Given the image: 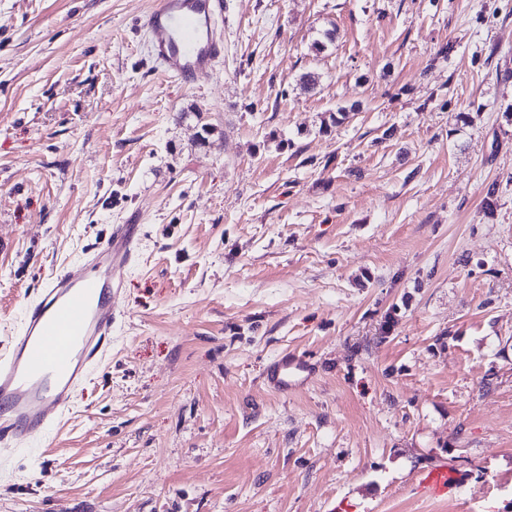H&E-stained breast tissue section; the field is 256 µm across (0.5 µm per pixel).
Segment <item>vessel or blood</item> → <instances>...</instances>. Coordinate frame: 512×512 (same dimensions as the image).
<instances>
[{
	"mask_svg": "<svg viewBox=\"0 0 512 512\" xmlns=\"http://www.w3.org/2000/svg\"><path fill=\"white\" fill-rule=\"evenodd\" d=\"M224 0H154L144 19L157 32L153 55L174 77L192 80L212 70L224 53ZM141 227L113 225L79 265L55 273L24 310L23 328L0 355V445L29 443L61 424L81 383L97 367L121 314L122 272L134 260ZM309 366L283 355L267 382L298 387ZM447 466L420 475L418 492L447 495Z\"/></svg>",
	"mask_w": 512,
	"mask_h": 512,
	"instance_id": "obj_1",
	"label": "vessel or blood"
}]
</instances>
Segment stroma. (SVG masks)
I'll use <instances>...</instances> for the list:
<instances>
[{"mask_svg": "<svg viewBox=\"0 0 512 512\" xmlns=\"http://www.w3.org/2000/svg\"><path fill=\"white\" fill-rule=\"evenodd\" d=\"M151 3L0 0V354L143 227L64 429L0 446V512H512V0H224L190 82ZM308 372V364L285 354L271 363L267 382L278 390L288 392V389L300 386ZM449 479L448 467L441 465L420 475L416 480V489L429 497L445 496L450 489Z\"/></svg>", "mask_w": 512, "mask_h": 512, "instance_id": "obj_1", "label": "stroma"}]
</instances>
